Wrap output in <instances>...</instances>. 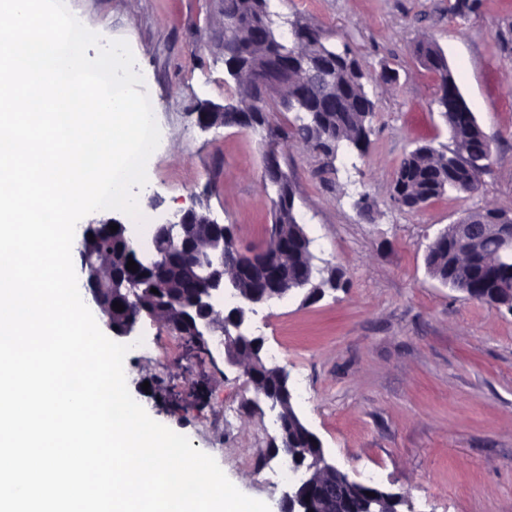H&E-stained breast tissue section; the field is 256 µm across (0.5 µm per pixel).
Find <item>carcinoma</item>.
<instances>
[{
    "label": "carcinoma",
    "instance_id": "cac0c4a2",
    "mask_svg": "<svg viewBox=\"0 0 512 512\" xmlns=\"http://www.w3.org/2000/svg\"><path fill=\"white\" fill-rule=\"evenodd\" d=\"M224 14L238 15L243 19V27L224 36V63H229L244 52L254 53L257 45L265 46L288 60H293L295 49L302 46L321 44L324 37L319 28L302 19L289 22L290 37L283 41L274 29L276 12L271 0H223ZM427 67L439 76L440 81L451 84L448 97L464 102L458 84L448 69L441 49L433 41L424 38L415 47ZM396 73L383 71L379 76L367 74L359 61L349 55L336 61V81L338 84L336 103H328L310 93L301 84L293 68L278 75V87H263L264 97L259 99L260 107L267 109L271 102L286 112L296 116L288 128L267 127L264 141L268 144H288L297 141L310 147L327 158H337L340 153L354 151L363 154L370 145L373 133V120L376 103L366 92L369 81L392 84ZM258 87L250 82L235 83L231 102L224 105V113L236 112L238 103L246 98L256 97ZM456 148L462 154L454 155L448 149H438L430 144L416 147L394 171L391 199L398 205L408 208H421L430 201L447 193H469L466 166L482 165L484 158L492 155L491 142L481 130L476 117L468 106L456 112L441 111ZM273 223L284 227L286 239L277 243L270 252L284 255L282 273L288 277V287L337 288L338 279L323 276L318 267L308 258L303 236L306 232L299 222L296 210L272 211ZM426 265L434 278L464 275L471 287L481 290L491 280L512 283V260L505 255H495L488 246L482 251L471 250L470 260L462 258L453 232L448 239L437 240L428 247ZM128 274L138 283L144 297L155 296L151 289L163 291L165 281L157 274L141 276L136 271Z\"/></svg>",
    "mask_w": 512,
    "mask_h": 512
}]
</instances>
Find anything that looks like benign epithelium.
I'll use <instances>...</instances> for the list:
<instances>
[{
    "label": "benign epithelium",
    "instance_id": "obj_1",
    "mask_svg": "<svg viewBox=\"0 0 512 512\" xmlns=\"http://www.w3.org/2000/svg\"><path fill=\"white\" fill-rule=\"evenodd\" d=\"M302 78L306 87L321 98L328 100L336 95V74L314 59H303ZM195 119L202 129L220 127L224 125V108L207 107L195 113ZM263 171L266 180L273 185L285 180L276 148L265 150ZM115 223L114 219L108 221L110 225ZM98 228L97 224H89L83 229L76 252L85 290L113 334L131 336L137 320L142 317L158 322L154 311L143 307L134 279L123 274L115 264L116 255L135 261L144 272L160 274L174 266L177 271L203 282V288L193 295L168 294L166 306L176 311L183 338L202 343L206 336L219 337L225 362L241 372L275 415L278 429L277 436L272 438V448L282 455L293 474L288 492L279 501V512H349L354 499L365 501L368 512H385L388 500L402 499L377 485L358 481L336 466L326 455L321 440L300 417L288 374L282 368L262 357L253 366L246 367L230 354L233 347L259 340L252 335L250 315L257 313L258 307L282 300L292 292L285 286L276 261L267 255L268 247L249 253L239 249L227 253L224 240L229 238L231 227L194 206L175 214L172 219H161L150 225L147 236L139 243L128 235L126 225L118 224V230L113 233L120 240L116 255L112 246L100 243ZM454 233L456 240L464 245L472 246L490 239L495 252L512 255V223L499 213L479 221L471 212L454 224ZM120 281L127 282L128 288H116ZM484 300L491 306H504L512 312V288L495 282L485 289ZM115 302L137 310V319L118 318L113 310ZM263 368L274 371L279 380L277 389L259 388V371ZM302 437L315 441L313 447H301Z\"/></svg>",
    "mask_w": 512,
    "mask_h": 512
}]
</instances>
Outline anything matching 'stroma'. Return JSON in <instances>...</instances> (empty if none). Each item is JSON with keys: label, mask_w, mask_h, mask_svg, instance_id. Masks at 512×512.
Here are the masks:
<instances>
[{"label": "stroma", "mask_w": 512, "mask_h": 512, "mask_svg": "<svg viewBox=\"0 0 512 512\" xmlns=\"http://www.w3.org/2000/svg\"><path fill=\"white\" fill-rule=\"evenodd\" d=\"M73 15L103 41L126 40L153 104L161 139L137 198L143 222L99 210L131 236L196 204L233 227L236 244H262L272 222L262 188L260 134L200 129L195 111L221 105L234 83L224 66L220 0H71ZM455 0H273L281 20L300 16L325 40L345 43L371 74L372 144L336 160L299 145L280 162L319 266L340 286L318 301L295 295L258 308L252 331L283 368L297 408L325 452L352 477L405 499L401 512H512V312L431 277L435 236L467 212H512V0H481L466 15ZM443 50L493 159L478 193L451 194L421 209L391 199L393 173L418 144L450 145L435 103L439 81L415 54L421 38ZM368 197L369 212L356 207ZM126 342L132 397L155 421L213 456L245 495L276 512L290 480L270 446L272 415L219 348L190 345L150 319Z\"/></svg>", "instance_id": "1"}]
</instances>
